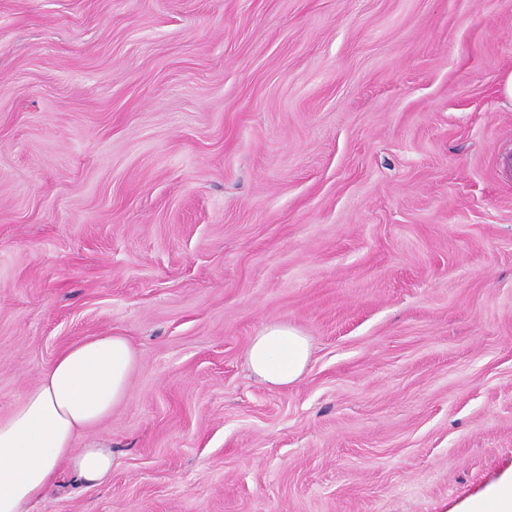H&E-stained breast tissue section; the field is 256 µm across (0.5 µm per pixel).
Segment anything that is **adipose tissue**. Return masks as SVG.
<instances>
[{"instance_id": "ef3b65f1", "label": "adipose tissue", "mask_w": 512, "mask_h": 512, "mask_svg": "<svg viewBox=\"0 0 512 512\" xmlns=\"http://www.w3.org/2000/svg\"><path fill=\"white\" fill-rule=\"evenodd\" d=\"M310 356L311 342L299 329L271 323L252 338L246 363L261 381L288 386L302 378ZM137 363L127 337L84 338L64 349L0 417V512H27L64 470L86 486L111 477V448L77 441L129 400Z\"/></svg>"}]
</instances>
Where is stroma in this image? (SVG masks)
<instances>
[{
  "label": "stroma",
  "instance_id": "obj_1",
  "mask_svg": "<svg viewBox=\"0 0 512 512\" xmlns=\"http://www.w3.org/2000/svg\"><path fill=\"white\" fill-rule=\"evenodd\" d=\"M512 0H0V416L138 353L30 512H463L512 472ZM312 342L276 388L245 351ZM311 356V342L289 324L271 323L254 336L246 351V363L258 379L273 386L298 382Z\"/></svg>",
  "mask_w": 512,
  "mask_h": 512
}]
</instances>
